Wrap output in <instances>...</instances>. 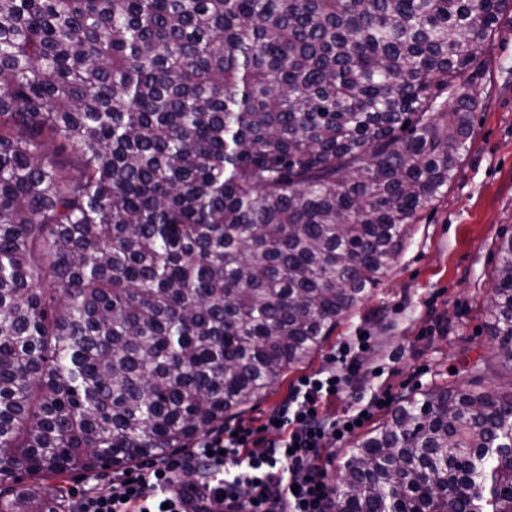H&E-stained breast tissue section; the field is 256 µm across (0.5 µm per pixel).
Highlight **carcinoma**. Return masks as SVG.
Returning a JSON list of instances; mask_svg holds the SVG:
<instances>
[{"mask_svg": "<svg viewBox=\"0 0 512 512\" xmlns=\"http://www.w3.org/2000/svg\"><path fill=\"white\" fill-rule=\"evenodd\" d=\"M510 12L0 0V512H67L58 476L187 448L317 354L447 196ZM475 373L358 437L333 512H512V390Z\"/></svg>", "mask_w": 512, "mask_h": 512, "instance_id": "obj_1", "label": "carcinoma"}]
</instances>
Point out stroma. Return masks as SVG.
Segmentation results:
<instances>
[{
  "instance_id": "obj_1",
  "label": "stroma",
  "mask_w": 512,
  "mask_h": 512,
  "mask_svg": "<svg viewBox=\"0 0 512 512\" xmlns=\"http://www.w3.org/2000/svg\"><path fill=\"white\" fill-rule=\"evenodd\" d=\"M484 93L458 178L434 209L423 213L395 266L378 288L311 360L289 370L240 421L260 425L291 395L298 380L332 365L334 355L368 333L356 351L359 371L337 413L367 410L370 430L402 395L435 384L471 388L474 365L490 362L489 300L497 246L512 234V22L503 21L479 67ZM388 394L390 403L373 404Z\"/></svg>"
}]
</instances>
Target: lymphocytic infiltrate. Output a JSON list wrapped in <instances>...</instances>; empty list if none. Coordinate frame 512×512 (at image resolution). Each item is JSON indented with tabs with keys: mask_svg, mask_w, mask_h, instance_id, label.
I'll return each instance as SVG.
<instances>
[{
	"mask_svg": "<svg viewBox=\"0 0 512 512\" xmlns=\"http://www.w3.org/2000/svg\"><path fill=\"white\" fill-rule=\"evenodd\" d=\"M352 348L338 368L304 377L261 428L213 431L184 457H166L112 476L107 492L75 495L74 512H331L336 490L327 473L338 436H350L362 414H336ZM280 437L265 441L264 433Z\"/></svg>",
	"mask_w": 512,
	"mask_h": 512,
	"instance_id": "lymphocytic-infiltrate-1",
	"label": "lymphocytic infiltrate"
}]
</instances>
